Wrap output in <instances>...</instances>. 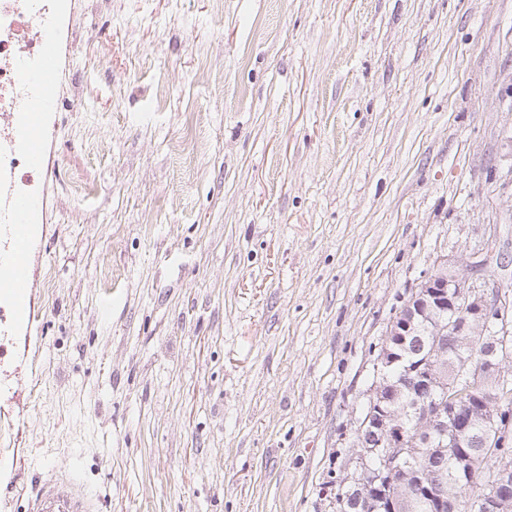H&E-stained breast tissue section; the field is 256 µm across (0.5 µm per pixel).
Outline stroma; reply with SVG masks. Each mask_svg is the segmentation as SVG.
I'll list each match as a JSON object with an SVG mask.
<instances>
[{"label":"stroma","instance_id":"obj_1","mask_svg":"<svg viewBox=\"0 0 512 512\" xmlns=\"http://www.w3.org/2000/svg\"><path fill=\"white\" fill-rule=\"evenodd\" d=\"M0 512H336L391 317L512 256V0H67ZM28 512H96L93 499L69 474L52 471L28 500Z\"/></svg>","mask_w":512,"mask_h":512}]
</instances>
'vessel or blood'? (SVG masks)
<instances>
[{
	"instance_id": "1",
	"label": "vessel or blood",
	"mask_w": 512,
	"mask_h": 512,
	"mask_svg": "<svg viewBox=\"0 0 512 512\" xmlns=\"http://www.w3.org/2000/svg\"><path fill=\"white\" fill-rule=\"evenodd\" d=\"M41 31V52L35 67L23 69L19 92L25 111L0 114V156L19 150L32 170L44 164L43 128L56 98L58 44L46 16L36 22ZM42 201L37 191L17 187L12 168L0 163V293L12 301V318L32 320L30 288L34 272L30 243ZM28 512H96L93 499L69 474L53 471L40 480L28 500Z\"/></svg>"
}]
</instances>
